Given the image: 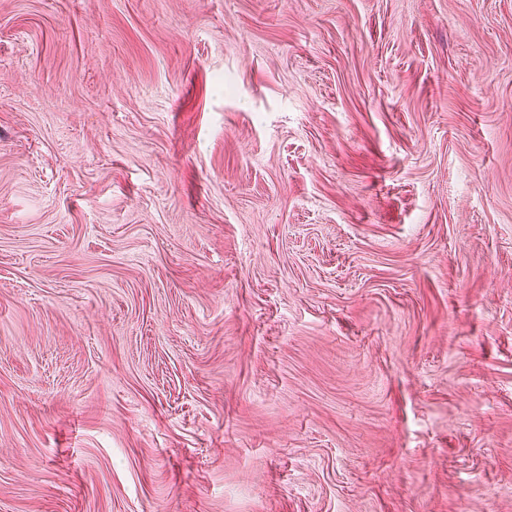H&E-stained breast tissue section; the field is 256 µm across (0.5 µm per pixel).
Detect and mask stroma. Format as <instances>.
Segmentation results:
<instances>
[{"mask_svg": "<svg viewBox=\"0 0 512 512\" xmlns=\"http://www.w3.org/2000/svg\"><path fill=\"white\" fill-rule=\"evenodd\" d=\"M0 512H512V0H0Z\"/></svg>", "mask_w": 512, "mask_h": 512, "instance_id": "35a3bbf8", "label": "stroma"}]
</instances>
